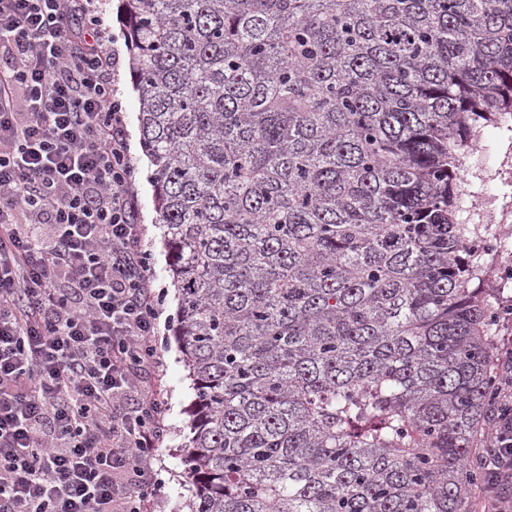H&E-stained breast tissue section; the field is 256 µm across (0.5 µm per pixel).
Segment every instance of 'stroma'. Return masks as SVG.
Masks as SVG:
<instances>
[{
  "label": "stroma",
  "mask_w": 512,
  "mask_h": 512,
  "mask_svg": "<svg viewBox=\"0 0 512 512\" xmlns=\"http://www.w3.org/2000/svg\"><path fill=\"white\" fill-rule=\"evenodd\" d=\"M120 0H100V5L112 24L117 36L116 48L119 61L112 73V85L125 107V119L131 153L137 167L135 205L144 228V244L153 258L155 287L164 291L160 305L163 316H175L177 301L171 286V273L167 250L163 244L162 230L155 222L154 191L149 179L150 163L139 146V102L133 87L130 69V52L125 27L118 12ZM501 127H489L485 138L491 139V149H476L467 160V182L459 201L457 219L463 224H491L501 244L494 252L492 278L493 290L489 297L492 310H499L502 303L512 300V279L502 278L505 259H512V220L502 221L507 205L512 203V115H504ZM159 354L160 371L151 373L147 384L160 393L168 405L167 434L159 448L154 463L164 487L152 503L153 512H187L186 503L193 488L184 474V447L190 437V411L194 403L193 382L183 362V355L171 328L161 327Z\"/></svg>",
  "instance_id": "35a3bbf8"
}]
</instances>
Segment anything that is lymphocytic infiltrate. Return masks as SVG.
I'll return each instance as SVG.
<instances>
[{
  "label": "lymphocytic infiltrate",
  "mask_w": 512,
  "mask_h": 512,
  "mask_svg": "<svg viewBox=\"0 0 512 512\" xmlns=\"http://www.w3.org/2000/svg\"><path fill=\"white\" fill-rule=\"evenodd\" d=\"M98 0H0V512H150L167 404L162 295L142 244ZM481 456L512 512V344Z\"/></svg>",
  "instance_id": "1"
}]
</instances>
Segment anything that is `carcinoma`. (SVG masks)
Masks as SVG:
<instances>
[{
	"instance_id": "1",
	"label": "carcinoma",
	"mask_w": 512,
	"mask_h": 512,
	"mask_svg": "<svg viewBox=\"0 0 512 512\" xmlns=\"http://www.w3.org/2000/svg\"><path fill=\"white\" fill-rule=\"evenodd\" d=\"M123 2L189 512H471L498 378L458 182L512 112V0Z\"/></svg>"
}]
</instances>
